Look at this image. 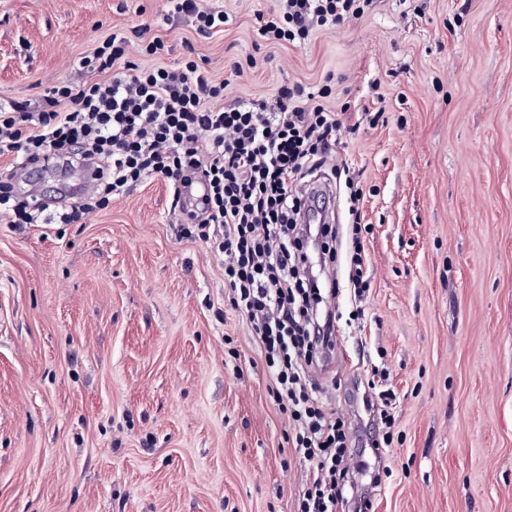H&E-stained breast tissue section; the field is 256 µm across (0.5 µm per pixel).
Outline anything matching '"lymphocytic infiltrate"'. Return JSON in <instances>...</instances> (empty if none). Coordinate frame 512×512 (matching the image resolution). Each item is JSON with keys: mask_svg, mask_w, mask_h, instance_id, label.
<instances>
[{"mask_svg": "<svg viewBox=\"0 0 512 512\" xmlns=\"http://www.w3.org/2000/svg\"><path fill=\"white\" fill-rule=\"evenodd\" d=\"M167 2L170 16L190 18L200 36L230 23L207 0ZM277 2L261 20L260 35L274 45H302L319 29L361 17L372 0ZM148 30L142 24L112 32L78 60L93 81L50 83L44 109L25 101L0 105V156H13L16 169L92 161L100 180L97 193L51 205L17 195L10 180L0 179V221L87 224L143 181L165 180L181 234L223 253L228 301L248 322L270 395L288 414L292 447L309 471L296 512H337L360 468L350 451L351 427L328 406L327 388L315 379L320 350L343 341L327 301L339 292L338 238L346 240L347 286L356 303L350 320L364 318L371 281L359 209L363 187L343 174L336 158L341 115L322 103L332 88L323 85L314 102L303 101L296 86L282 88L272 107L262 100L228 106L224 82L194 54L174 68L159 64L166 45ZM135 37L155 65L129 60ZM324 168L345 178L346 226L303 221L304 179ZM200 178L208 192L197 211L185 213L183 192ZM386 381L375 365L363 384L376 449L394 444V394Z\"/></svg>", "mask_w": 512, "mask_h": 512, "instance_id": "obj_1", "label": "lymphocytic infiltrate"}]
</instances>
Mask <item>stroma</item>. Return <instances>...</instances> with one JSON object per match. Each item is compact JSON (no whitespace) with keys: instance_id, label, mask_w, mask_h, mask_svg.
I'll list each match as a JSON object with an SVG mask.
<instances>
[{"instance_id":"1","label":"stroma","mask_w":512,"mask_h":512,"mask_svg":"<svg viewBox=\"0 0 512 512\" xmlns=\"http://www.w3.org/2000/svg\"><path fill=\"white\" fill-rule=\"evenodd\" d=\"M211 4L232 22L201 37L166 0H0V104L88 81L79 57L146 22L228 103L331 83L371 288L316 378L359 481L382 475L371 512H512V0H375L302 46L259 36L276 0ZM13 185L54 197L79 172ZM223 261L180 236L160 179L89 224L0 223V512H294L307 465ZM374 361L401 435L378 456L357 388Z\"/></svg>"}]
</instances>
